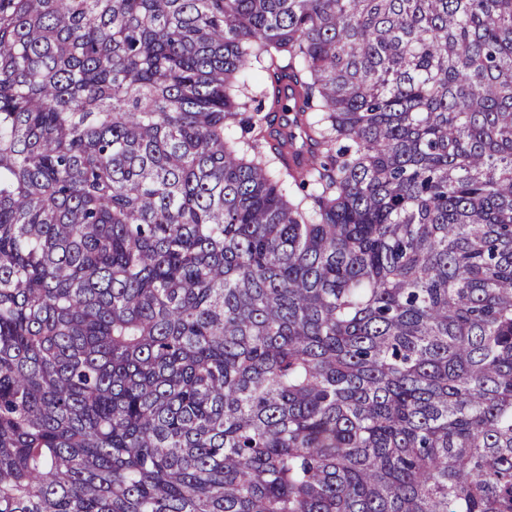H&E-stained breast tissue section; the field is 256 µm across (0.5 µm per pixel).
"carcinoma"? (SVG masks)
<instances>
[{
  "instance_id": "carcinoma-1",
  "label": "carcinoma",
  "mask_w": 512,
  "mask_h": 512,
  "mask_svg": "<svg viewBox=\"0 0 512 512\" xmlns=\"http://www.w3.org/2000/svg\"><path fill=\"white\" fill-rule=\"evenodd\" d=\"M0 512H512V0H0Z\"/></svg>"
}]
</instances>
